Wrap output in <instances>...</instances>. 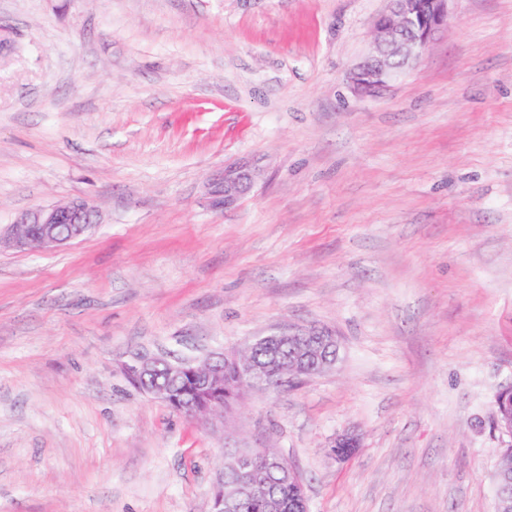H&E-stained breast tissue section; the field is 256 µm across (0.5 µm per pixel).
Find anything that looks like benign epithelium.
Listing matches in <instances>:
<instances>
[{"instance_id":"benign-epithelium-1","label":"benign epithelium","mask_w":512,"mask_h":512,"mask_svg":"<svg viewBox=\"0 0 512 512\" xmlns=\"http://www.w3.org/2000/svg\"><path fill=\"white\" fill-rule=\"evenodd\" d=\"M385 14L375 22L374 40L369 55L352 71L350 81L354 91L374 96L405 69L419 62L428 44L448 27L449 0H389ZM260 170L247 164L230 165L213 183L210 192L215 208H228L255 186ZM97 211L85 200L65 204L36 206L22 212L15 222L2 231L0 245L7 244L25 250L34 245L53 249L83 237L96 224ZM284 345L296 351L291 362L272 358L258 364L239 353H215L199 363L195 360L136 358L123 366L128 380L138 383L158 373L176 383L185 378L193 381L190 398L178 403L179 411L192 419L218 427L224 415L213 409L219 402L206 399L217 385H224V366L234 369L241 380L253 389L278 390L312 377L333 366L337 358L329 348L336 336L317 328L283 332L275 335ZM230 466L238 477L240 491L256 496L263 484L253 479L255 457L249 449L232 454Z\"/></svg>"}]
</instances>
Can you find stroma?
Instances as JSON below:
<instances>
[{
    "instance_id": "35a3bbf8",
    "label": "stroma",
    "mask_w": 512,
    "mask_h": 512,
    "mask_svg": "<svg viewBox=\"0 0 512 512\" xmlns=\"http://www.w3.org/2000/svg\"><path fill=\"white\" fill-rule=\"evenodd\" d=\"M387 0H0V228L90 201L69 246L0 248V512H211L226 446L278 449L308 512H495L512 438V0L373 97ZM261 175L231 208L224 167ZM323 328L336 365L213 429L130 385ZM354 431L339 462L328 444Z\"/></svg>"
}]
</instances>
